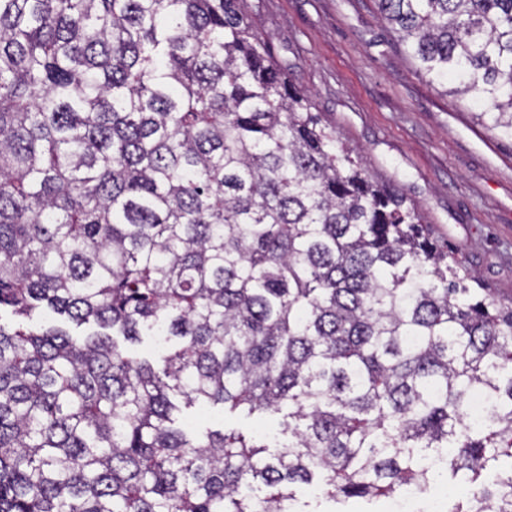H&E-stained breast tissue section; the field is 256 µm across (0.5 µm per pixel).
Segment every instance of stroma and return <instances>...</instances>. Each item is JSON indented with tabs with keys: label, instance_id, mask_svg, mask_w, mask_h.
<instances>
[{
	"label": "stroma",
	"instance_id": "obj_1",
	"mask_svg": "<svg viewBox=\"0 0 512 512\" xmlns=\"http://www.w3.org/2000/svg\"><path fill=\"white\" fill-rule=\"evenodd\" d=\"M273 60L312 95L315 113L361 154L367 172L398 191L430 231L512 299V138L472 116L468 100L422 78L376 0H243ZM198 429L223 424L277 433L282 414L223 421L183 412Z\"/></svg>",
	"mask_w": 512,
	"mask_h": 512
}]
</instances>
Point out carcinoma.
<instances>
[{"label":"carcinoma","mask_w":512,"mask_h":512,"mask_svg":"<svg viewBox=\"0 0 512 512\" xmlns=\"http://www.w3.org/2000/svg\"><path fill=\"white\" fill-rule=\"evenodd\" d=\"M512 137V0H377ZM0 512H512V305L312 112L240 0H0ZM51 313L97 330L31 326ZM159 336L157 368L120 348ZM482 391L488 413L468 420ZM288 439L200 433L182 407ZM287 413L288 408H284L280 413H271L261 417L233 418L226 421V424L248 432L279 433L281 430L280 423ZM309 487L300 486L296 488L297 505L296 507L301 510L307 511H323L332 510L334 505L323 498L321 495L315 496L308 490Z\"/></svg>","instance_id":"carcinoma-1"}]
</instances>
